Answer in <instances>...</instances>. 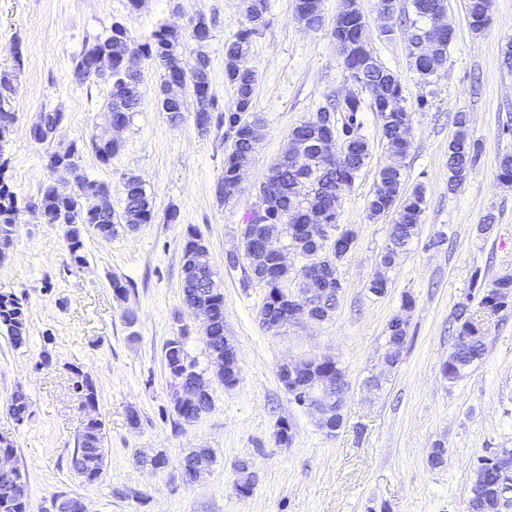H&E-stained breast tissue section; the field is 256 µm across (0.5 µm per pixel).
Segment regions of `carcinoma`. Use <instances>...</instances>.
I'll return each instance as SVG.
<instances>
[{
  "mask_svg": "<svg viewBox=\"0 0 512 512\" xmlns=\"http://www.w3.org/2000/svg\"><path fill=\"white\" fill-rule=\"evenodd\" d=\"M245 25L232 39L224 43V82L232 90V100L220 105L211 89L210 60L204 51L212 38L213 22L199 15L189 20L183 28L160 25L149 35L137 39L121 22L115 21L108 32L87 46L75 59L74 68L85 71V79L103 83L109 88L107 102L108 122L114 126H127L133 114L139 111L140 91L145 60L161 66L164 73L157 92V104L168 114L171 122L183 118L185 97L194 98L197 115L196 128L202 134L211 129L224 130V175L218 182V205L236 198L241 192V170L250 160L260 137V125L250 119L253 95L257 83L255 69L243 64L249 54L253 36L270 24L269 0H243ZM490 0H467L466 13L470 27L483 31L490 21ZM445 0H412V16L404 19L409 24V56L419 76L426 80L436 75L448 57V31H437L429 26V19L445 13ZM295 19L305 18L307 28L318 30L325 24L322 0H295ZM367 42L365 21L359 9L347 5L339 26L334 28L333 40ZM195 50L197 64L193 72L185 74L178 61L187 49ZM107 51L112 54V72L100 74L92 68L95 57ZM348 77L368 94V98L355 95L351 98L326 100L315 114L295 125L289 132L288 148L269 169L262 181L256 209L263 212L265 224L286 225L293 229L301 242L305 264L296 269L282 271L287 280L298 287H305L303 275L306 263L316 260L322 270V287L336 288L338 276L332 266L338 264L342 254H331V243L324 241L322 226L339 223L340 190L351 185L371 158V143L364 133L363 112L369 109L381 120V136L388 147L406 155L412 147L414 112L401 105L402 86L398 75L384 66L373 53L358 51L343 62ZM15 87L11 74L0 73V141L7 137L16 121L13 109ZM65 113L55 109L40 114L30 127V139L38 143L51 141L64 124ZM458 132L448 142L449 185H460L474 167L481 152L478 142L466 133V117L456 115ZM327 130L344 139V162L336 167L316 159L320 144ZM97 162L108 166L121 149V142L90 141ZM83 147L75 142L47 153L48 164L80 163ZM10 158L0 152V256L12 246L18 231L19 197L11 176ZM123 197V210L116 214L112 205L103 201L98 183L79 176L78 185L69 190L47 185L33 199L49 217L50 223L65 227L64 239L71 262L84 263L85 235L93 231L109 239L116 225L125 224L134 229L141 224L155 221L153 204L142 181L130 174L122 178L119 188ZM425 194L416 187L405 191L403 169H379L373 193L367 203L369 217H393V223L402 245H408L419 232L425 209ZM396 253L386 251L376 258L375 271L368 290L378 296L388 288V271ZM246 265L248 279L266 288L269 302L263 304L259 315L262 323L278 317L280 302L277 288L279 280L269 275L274 259L257 252L256 245L248 242L246 253L229 266ZM181 279L183 302L189 309L209 315V337L204 340L208 356L224 358V292L216 281V273L208 259L207 248L201 236L187 227L182 246ZM492 292L480 297L479 306L484 310L497 307L503 301L512 308V274H504L491 282ZM456 322L455 343L442 369L443 376L454 383L469 374L483 358L486 350L485 327L477 316L470 313L469 305L460 304L454 314ZM9 336L16 347L27 341V310L25 298L14 292H0V334ZM187 331L168 340L164 346V360L170 379L182 375L187 369H196L185 347ZM409 339V324L392 319L386 330V354L401 356ZM331 373L340 377L342 386L333 388V402L344 405L348 393L345 371L339 365ZM72 390L84 402L97 401V391L92 380L80 369L73 370ZM29 400L22 391L10 399L9 416L21 423L28 415ZM105 432L98 416L86 423L71 457V468L79 471L82 463L93 461L96 471L84 477L85 482L97 481L102 472L105 456ZM512 461V448H497L495 454L482 465H475L472 474L471 495L466 512H493L495 494L504 486L512 487V471L503 469ZM213 456L208 448H195L186 454L179 466L187 482L205 474ZM0 512H29L26 483L20 470L0 472Z\"/></svg>",
  "mask_w": 512,
  "mask_h": 512,
  "instance_id": "obj_1",
  "label": "carcinoma"
}]
</instances>
